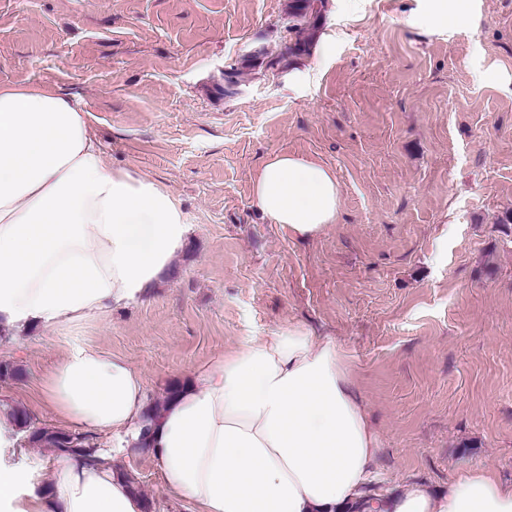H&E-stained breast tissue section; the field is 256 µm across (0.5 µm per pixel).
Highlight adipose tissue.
Wrapping results in <instances>:
<instances>
[{
  "label": "adipose tissue",
  "mask_w": 512,
  "mask_h": 512,
  "mask_svg": "<svg viewBox=\"0 0 512 512\" xmlns=\"http://www.w3.org/2000/svg\"><path fill=\"white\" fill-rule=\"evenodd\" d=\"M427 32L468 18L469 0H422ZM252 198L270 223L307 240L336 221V176L281 152ZM189 227L149 176L105 164L81 101L39 85L0 84V327L59 334L110 316L167 272ZM41 397L64 422L139 440L167 491L197 512H512V486L490 470L460 472L447 492L412 483L377 500L363 486L377 435L332 338L291 323L193 367L155 406L123 356L69 348ZM0 465V512H142L111 461L60 458L53 486L23 487Z\"/></svg>",
  "instance_id": "adipose-tissue-1"
}]
</instances>
